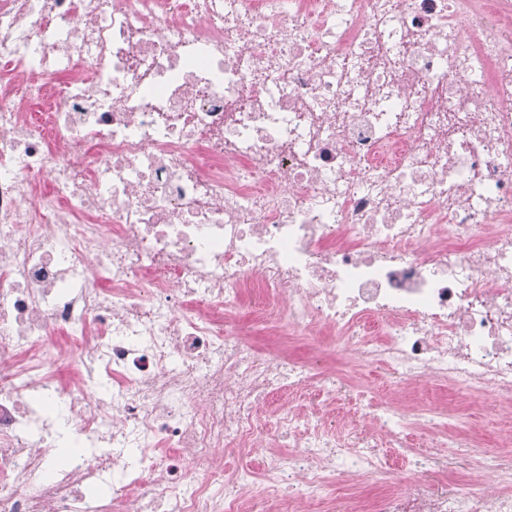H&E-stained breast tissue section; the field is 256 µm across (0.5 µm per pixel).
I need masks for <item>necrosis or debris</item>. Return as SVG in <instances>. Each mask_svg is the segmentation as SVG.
<instances>
[{
    "label": "necrosis or debris",
    "instance_id": "necrosis-or-debris-1",
    "mask_svg": "<svg viewBox=\"0 0 512 512\" xmlns=\"http://www.w3.org/2000/svg\"><path fill=\"white\" fill-rule=\"evenodd\" d=\"M0 57V512H512L256 341L512 406V0H0ZM324 341H326L329 345L327 353L331 356L326 359L327 363H332L333 358L338 364L339 362L343 364L348 370H350L351 374L354 376L355 380L359 383H367L374 381L375 383H381L386 380V376L382 373V371L377 369H369L365 371L358 370L357 367H354L352 363H349V355L347 351L344 349L342 343L336 339V341L332 340L329 337L321 336ZM333 357V358H332Z\"/></svg>",
    "mask_w": 512,
    "mask_h": 512
}]
</instances>
